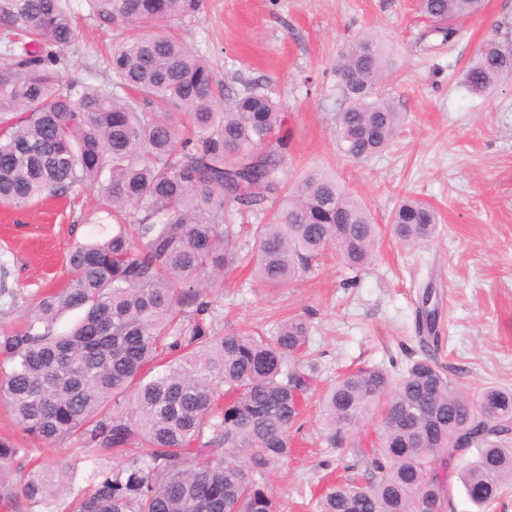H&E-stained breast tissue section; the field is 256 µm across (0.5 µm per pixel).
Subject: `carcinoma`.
Segmentation results:
<instances>
[{
	"mask_svg": "<svg viewBox=\"0 0 512 512\" xmlns=\"http://www.w3.org/2000/svg\"><path fill=\"white\" fill-rule=\"evenodd\" d=\"M98 15L128 24L174 20L196 0H87ZM432 34L451 42L481 0H420ZM0 31L12 44L0 66V204L98 190L96 212L112 231L71 249V279L47 291L21 322L0 323V404L25 439L51 445L77 437L100 460L92 487L69 495L64 512H280L265 476L291 453L315 364L301 316L273 335L219 330L204 290L242 262L241 239L257 243L259 282L283 288L329 249L351 269L367 263L380 229L363 202L333 175L307 171L283 195L287 115L254 84L228 99L200 55L165 35L112 50V84L62 80L73 16L64 0H0ZM385 60L374 37L352 42L336 68L344 108L336 136L363 162L394 139L401 113L374 92ZM512 74V43L490 42L464 82L485 93ZM127 92L120 96L116 90ZM188 114L183 135L174 112ZM277 200L270 224H237ZM437 228L432 206L403 198L390 234L418 244ZM423 291L418 327L435 345L438 308ZM80 310L58 335L59 316ZM389 393L385 403L380 397ZM132 411H119L123 402ZM378 416L379 448L365 483L330 489L315 512H445L452 464L472 455L461 481L485 512L512 486V389L469 395L454 387L430 350L397 380L359 368L330 384L322 436L336 448ZM133 445L143 454L110 460ZM32 449L0 435V509L46 512L66 490L65 464L32 465Z\"/></svg>",
	"mask_w": 512,
	"mask_h": 512,
	"instance_id": "obj_1",
	"label": "carcinoma"
}]
</instances>
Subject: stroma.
<instances>
[{
    "label": "stroma",
    "mask_w": 512,
    "mask_h": 512,
    "mask_svg": "<svg viewBox=\"0 0 512 512\" xmlns=\"http://www.w3.org/2000/svg\"><path fill=\"white\" fill-rule=\"evenodd\" d=\"M68 5L76 22L62 52L65 80L111 82L107 51L129 36L180 38L207 59L225 94L254 81L276 92L287 114L286 184L313 168L334 173L382 229L359 271L330 256L285 288L253 278L255 246L246 243L242 265L206 291L216 326L268 332L301 315L312 326L319 385L356 367L380 366L396 377L422 348L415 316L429 284L440 314L438 364L453 386L512 387V79L487 97L461 84L486 43L512 37V0H485L446 44L430 34L419 0H200L197 12L178 21L136 28L103 19L86 0ZM367 35L387 48L389 76L377 90L402 122L386 150L354 163L336 140V65ZM407 196L439 215L435 238L420 246H405L386 230ZM95 208L91 191L72 204L46 196L22 208L0 205V259L7 287L18 291L0 297V321L17 319L39 294L66 282L69 251L100 230ZM319 415L318 397L310 395L292 454L267 477L283 512H311V501L329 487L371 467L379 420L367 419L351 443L329 448ZM42 455L66 458L68 489L91 486L96 456L78 439Z\"/></svg>",
    "instance_id": "1"
}]
</instances>
